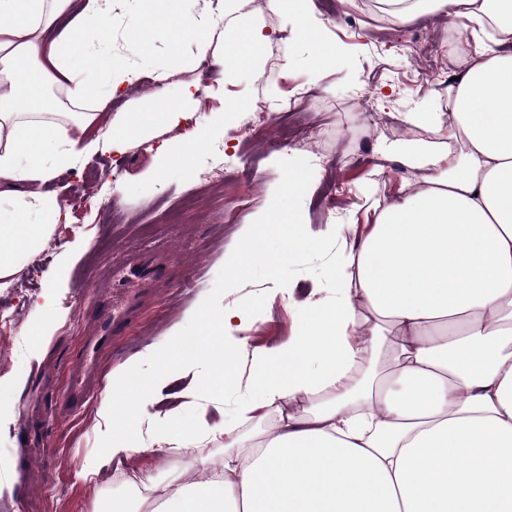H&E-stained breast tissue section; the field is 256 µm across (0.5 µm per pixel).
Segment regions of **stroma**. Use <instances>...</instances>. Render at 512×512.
Listing matches in <instances>:
<instances>
[{
  "mask_svg": "<svg viewBox=\"0 0 512 512\" xmlns=\"http://www.w3.org/2000/svg\"><path fill=\"white\" fill-rule=\"evenodd\" d=\"M310 7L318 38L339 52L336 62L319 65L310 59L296 22L269 11L266 0H227L224 29L245 16L270 37L252 70L229 78L222 42H213L203 54L193 37L175 46L157 28L135 39L130 26L137 0H115L112 50L139 67L140 76L112 99L109 112L144 111L155 96H177L186 83L195 84V96L184 107L185 120L155 133L149 149L135 143L120 159L93 155L43 186L64 201L79 196L81 203L34 255L33 264H45V273L0 279V317L11 321L8 338L0 341V386L8 387L12 406L0 417V512H100L112 496L130 492L116 484V477L137 473L163 480L175 466L190 479L202 468L223 464L224 448L216 443L193 451L169 446L126 458L102 457L99 410L113 380L141 369L151 351L174 337L199 334L193 311L202 299L244 307L276 290L257 328L245 333L246 347L270 349L293 332L298 305L331 266L341 240L327 238L319 249L285 265L253 266L236 283L224 278L226 265L244 246L245 227L259 223L264 208L283 197L296 147L280 135L285 116L277 105L290 89L310 90L298 118L315 136L318 153L302 212L311 229H326L347 215L360 224L373 223L372 202L396 199L403 181L424 183L428 169L402 166L398 154L385 147L435 141V134L410 125L406 116L444 107L445 81L465 71L455 45L467 31L449 37L448 18L425 14L406 22L411 38L400 42L391 35L396 21L381 11L378 0L366 8L361 0H311ZM350 13L357 16L356 26L339 21ZM365 97L375 103V113L360 110L358 101ZM256 104L273 119L241 136L243 108ZM205 124L214 125L216 135L199 149L192 168L161 154L163 141L191 140L195 128ZM218 154L228 158L221 177L202 182L201 172ZM153 171L161 174L155 185L148 182ZM134 250L168 257L169 273L149 284L135 319L113 335L98 371V393L83 407L65 410L68 377L80 366L82 338L94 324L93 297L111 285L113 265ZM51 271L58 274L53 284L47 279ZM51 287L59 314L32 355L22 334L35 302ZM208 373L203 357L190 354L181 370L165 374L161 406L144 404L137 391H129L126 402L141 414L144 435L158 433V409L180 406L186 375L203 379ZM91 463L96 470L85 475Z\"/></svg>",
  "mask_w": 512,
  "mask_h": 512,
  "instance_id": "1",
  "label": "stroma"
}]
</instances>
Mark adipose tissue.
I'll list each match as a JSON object with an SVG mask.
<instances>
[{
  "label": "adipose tissue",
  "instance_id": "ef3b65f1",
  "mask_svg": "<svg viewBox=\"0 0 512 512\" xmlns=\"http://www.w3.org/2000/svg\"><path fill=\"white\" fill-rule=\"evenodd\" d=\"M146 2L173 40L190 35L203 51L222 21L179 0ZM379 2L396 21L445 14L472 33L459 48L467 67L448 94V127L435 112L409 116L442 141L402 160L433 173L425 187L375 205L373 223L316 232L297 205L314 172L291 165L283 201L247 227L227 278L291 261L330 236L353 240L337 252L325 295L300 305L292 334L252 352L248 380L235 334L256 328L274 294L242 308L199 303V346L214 376L206 386L190 378L157 443L225 437L224 466L189 483L171 469L162 512H512V0ZM268 6L298 20L319 63L335 61V48L313 38L309 0ZM66 15L69 25L47 39ZM266 42L262 28L238 26L225 75L258 60ZM86 57L88 71L78 65ZM137 77L112 54V0H0V277L20 273L65 220L41 184L93 154L123 156L139 138L138 114L97 128L100 109ZM371 361L384 377L359 376ZM131 387L146 402L162 391L151 376L113 382L99 411L103 456L144 449L121 399ZM225 389L240 393L233 414L209 424L206 406ZM271 406L273 426L243 433Z\"/></svg>",
  "mask_w": 512,
  "mask_h": 512
}]
</instances>
